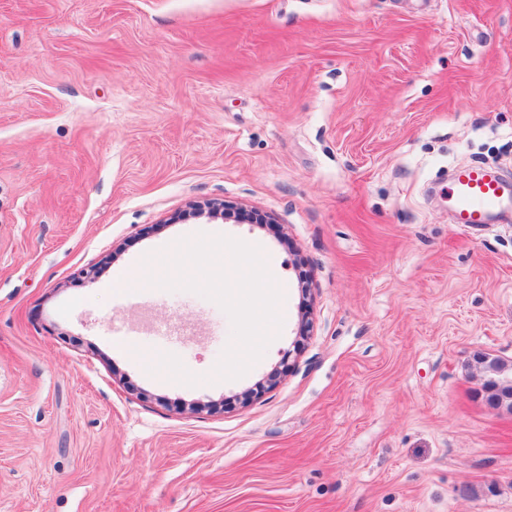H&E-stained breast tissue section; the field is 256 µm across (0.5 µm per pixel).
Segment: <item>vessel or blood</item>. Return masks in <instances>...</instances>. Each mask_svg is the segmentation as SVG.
<instances>
[{
    "instance_id": "1",
    "label": "vessel or blood",
    "mask_w": 512,
    "mask_h": 512,
    "mask_svg": "<svg viewBox=\"0 0 512 512\" xmlns=\"http://www.w3.org/2000/svg\"><path fill=\"white\" fill-rule=\"evenodd\" d=\"M448 202L458 224L489 223L512 211V182L488 168L465 165L456 169L448 187Z\"/></svg>"
}]
</instances>
